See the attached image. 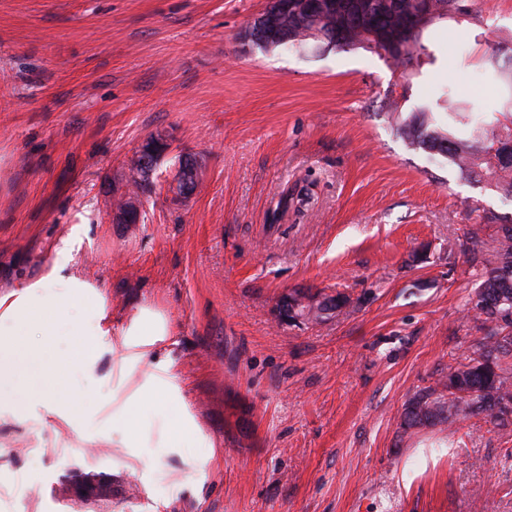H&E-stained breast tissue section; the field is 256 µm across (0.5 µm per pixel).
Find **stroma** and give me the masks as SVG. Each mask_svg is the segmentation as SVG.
<instances>
[{
    "mask_svg": "<svg viewBox=\"0 0 512 512\" xmlns=\"http://www.w3.org/2000/svg\"><path fill=\"white\" fill-rule=\"evenodd\" d=\"M265 0H0V293L75 265L114 318L150 306L174 326L119 373L55 346L82 411L0 417V512H512V426L477 417L404 433L405 406L470 354L482 265L464 234L512 197L408 148L388 104L452 87L479 106L480 60L512 38V0L425 34L432 63L265 52L242 34ZM170 148L117 224L112 184L154 134ZM202 161L196 193L172 160ZM344 293L324 322L280 321L291 290ZM170 364L205 439L168 448L151 417L136 447L105 418Z\"/></svg>",
    "mask_w": 512,
    "mask_h": 512,
    "instance_id": "35a3bbf8",
    "label": "stroma"
}]
</instances>
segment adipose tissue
<instances>
[{
	"instance_id": "obj_1",
	"label": "adipose tissue",
	"mask_w": 512,
	"mask_h": 512,
	"mask_svg": "<svg viewBox=\"0 0 512 512\" xmlns=\"http://www.w3.org/2000/svg\"><path fill=\"white\" fill-rule=\"evenodd\" d=\"M74 245V239L65 241L44 276L19 282L0 295V382L12 385L10 393L0 392V413L18 418L31 405L42 404L60 417H72L76 408L65 392L64 362L54 358L52 348L63 337H79L75 358L91 367L98 338L111 333L105 296L72 264ZM122 333L130 349L128 361L134 364L173 329L163 313L141 306Z\"/></svg>"
}]
</instances>
